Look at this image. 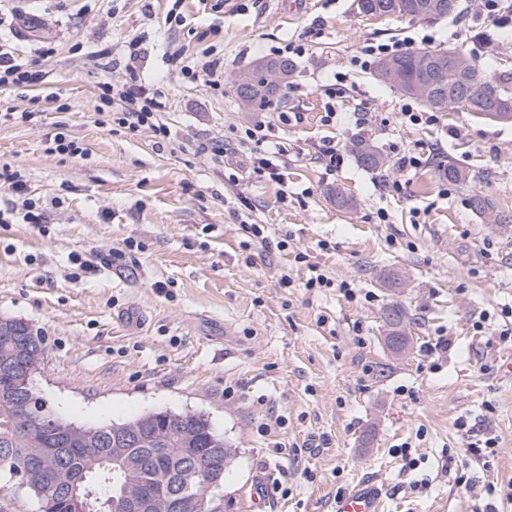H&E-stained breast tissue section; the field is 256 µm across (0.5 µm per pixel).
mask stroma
<instances>
[{
  "mask_svg": "<svg viewBox=\"0 0 512 512\" xmlns=\"http://www.w3.org/2000/svg\"><path fill=\"white\" fill-rule=\"evenodd\" d=\"M459 2L444 19L375 20L354 0H184L176 24L169 0H0V39L41 75L0 90V112L50 92L69 106L0 124V162L48 216L42 235L0 224V317L44 336L37 393L84 425L205 415L234 452L223 512H245L263 475L262 512H336L339 496L371 480L383 512H512L485 492L512 484V374L503 371L512 342L499 337L512 327V125L461 108L425 128L405 125L403 106L425 104L355 63L372 41L458 50L475 27L497 46L480 67L512 71V24L494 26L480 0ZM290 41L304 53L280 99L240 111L231 77ZM210 46L224 52L219 85L170 60ZM45 47L53 53L43 58ZM134 75L167 98L164 147L152 130L113 127L99 112L100 83ZM259 121L286 163L287 189L253 173L242 152L220 160L205 148ZM58 125L84 156L48 152ZM359 138L386 157L382 169L358 163ZM327 146L343 157L333 172L319 158ZM408 151L424 164L401 168ZM449 161L471 175L469 187L440 178ZM393 182L401 193L387 191ZM335 189L355 207L338 208ZM475 192L508 222L484 223ZM246 224L264 225L267 242L247 237ZM129 239L138 250L126 251ZM75 254L96 271L78 273ZM312 263L331 287L306 290ZM390 272L402 287H385ZM285 273L293 287H280ZM392 303L409 322L402 354L384 341ZM442 335L451 344L435 350ZM488 437L496 453L484 460L471 444Z\"/></svg>",
  "mask_w": 512,
  "mask_h": 512,
  "instance_id": "obj_1",
  "label": "stroma"
}]
</instances>
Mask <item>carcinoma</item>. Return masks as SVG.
<instances>
[{"label":"carcinoma","instance_id":"1","mask_svg":"<svg viewBox=\"0 0 512 512\" xmlns=\"http://www.w3.org/2000/svg\"><path fill=\"white\" fill-rule=\"evenodd\" d=\"M419 2L420 0H359L357 10L364 16L375 18H429L428 13L416 8ZM451 54L464 59L469 65L465 84L456 89L453 107H463L490 121L506 123V115L512 113V108L505 112L502 106L506 102L512 103V72L485 71L478 68L462 51L453 50ZM439 55V51L418 48L396 57L383 58L379 60V64H389L396 70L398 79L391 81L390 85L411 97L413 85L432 75V60ZM249 72L250 84L242 86L233 78L232 88L242 106L261 108L275 97L280 91L281 84L268 80V75L262 68H251ZM473 79L484 80L489 94L481 97L468 93L467 85ZM351 150L358 162L367 169L376 170L385 165V160L375 146L364 139L353 141ZM439 171L441 177L451 184L466 186L471 181L467 172L451 162L440 165ZM470 204L489 223H502L503 213L489 198L475 193L471 195ZM53 419L61 424L66 422L65 417L53 412L51 408L41 416L33 415L31 419L24 417L22 412L14 408H0V474L12 477V470L27 450L54 446V430L48 427V423ZM136 424L148 428V435L140 447L125 449V471H112L110 453L99 457H84L75 451L69 454L71 468L85 473L86 480L79 494L88 503L89 512H118L114 507V498L118 497L124 483L136 485L140 482H154L152 476L138 469V463L143 457L155 456V470L169 475L168 481L164 483V488L168 492L173 491L180 484L181 476L188 472L179 449L211 446L219 449L220 458L230 460L233 457L232 450L224 443V435L218 433L212 425L196 421L187 412L184 413L180 425L174 428L166 425L165 419L160 416L145 420L137 417L127 421L129 426Z\"/></svg>","mask_w":512,"mask_h":512}]
</instances>
